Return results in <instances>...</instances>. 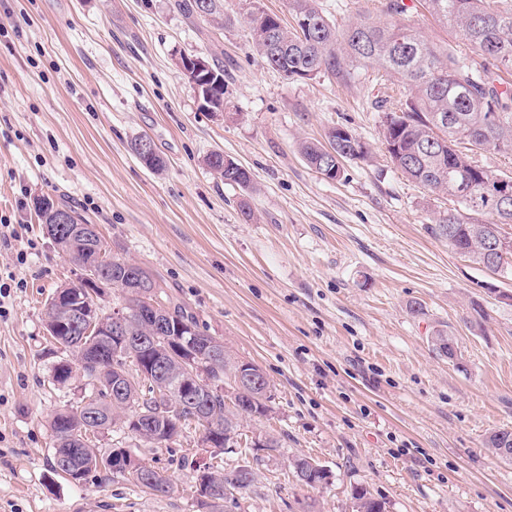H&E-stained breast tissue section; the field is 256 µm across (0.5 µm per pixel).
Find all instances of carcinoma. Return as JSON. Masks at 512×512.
I'll list each match as a JSON object with an SVG mask.
<instances>
[{"label":"carcinoma","instance_id":"cac0c4a2","mask_svg":"<svg viewBox=\"0 0 512 512\" xmlns=\"http://www.w3.org/2000/svg\"><path fill=\"white\" fill-rule=\"evenodd\" d=\"M428 13L445 29L459 34L471 53H457L446 44L426 41L412 33L400 21L381 26L365 16L356 23L338 29L320 7L319 0H288L292 17L307 21L316 29L311 38L303 28L283 24L275 26L278 47L271 46L269 28L249 15L248 26L252 44L272 68L293 79L308 72L315 77L327 73L348 81L362 66L373 65L396 78L398 82L395 108L385 113L388 124L382 125L384 146L397 145L389 152L398 171L409 181L424 189L448 195L454 207L440 216L435 224L436 235L448 243V248L467 256L480 265L486 250L484 225L502 223L503 215L485 182L475 184L472 195L457 193L458 167H468L471 153L490 144V150L512 154V83L504 80L503 72L512 73V0H423ZM357 149L347 144L328 140V145L303 142L299 146L306 164L315 171L327 166L325 150L336 151L340 161L364 159L369 153L366 143H356ZM224 183L251 187L249 171L231 160L224 170L217 172ZM94 245L103 253L99 272L112 278L127 279L118 286L126 311L137 319L141 306V291L157 284L151 273L137 267L136 275L127 278L128 260L112 255L100 233L94 234ZM58 250L74 264L87 258L89 247L73 239L66 232L59 234ZM169 323L176 327L189 324L198 327L195 318L179 304H168ZM55 343L69 352L57 364H77L80 350L100 355L96 366L85 367L88 392L82 399L89 400L88 412L97 415L105 430L119 426V430L133 438L159 447L179 437L191 427H199L188 406L176 400V394L165 398L161 386L141 377L139 364L145 357L158 356L170 365L178 364L181 354L170 343L160 342L149 354L113 355L112 345L93 336L85 342L61 332L53 337ZM432 346L446 358L458 357L453 337L443 330L431 337ZM119 367L127 376L126 388L131 402L122 414L113 416L109 400L113 367ZM80 405L65 403L51 417L53 456L68 455L72 467L51 468L74 484H81L101 470L112 473L107 457L126 452L122 446L103 447L98 433L82 427L78 420ZM218 415V426L224 431V441L236 448H249L242 441L244 422L252 419L249 409L226 416L224 400L213 402ZM258 479L241 485L238 496L224 500L216 509L204 501H197L201 509L210 512H239L240 495L254 486ZM352 512H386L385 503L370 496L360 487L353 495Z\"/></svg>","mask_w":512,"mask_h":512}]
</instances>
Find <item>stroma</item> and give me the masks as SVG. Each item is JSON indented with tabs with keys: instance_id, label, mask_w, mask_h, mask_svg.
I'll return each mask as SVG.
<instances>
[{
	"instance_id": "stroma-1",
	"label": "stroma",
	"mask_w": 512,
	"mask_h": 512,
	"mask_svg": "<svg viewBox=\"0 0 512 512\" xmlns=\"http://www.w3.org/2000/svg\"><path fill=\"white\" fill-rule=\"evenodd\" d=\"M337 27L389 17L380 0H320ZM246 0L224 23L186 18L174 0H0V284L17 280L0 317V512H198L184 455L213 465L237 454L187 429L152 448L106 433L174 486L161 496L96 473H52L50 416L81 382L50 384L44 309L79 269L45 235L33 195L95 224L114 256L134 260L165 295L274 386L248 434L284 440L243 493L241 512H351L364 486L388 512H512V460L488 444L512 430V278L451 251L430 227L446 196L408 181L381 142L390 77L293 80L252 46ZM224 66V112L201 111L179 55ZM349 128L371 147L325 179L301 141ZM145 134L165 160L129 151ZM246 168L228 185L211 151ZM455 336L460 364L430 337ZM309 457L330 479L302 485Z\"/></svg>"
}]
</instances>
